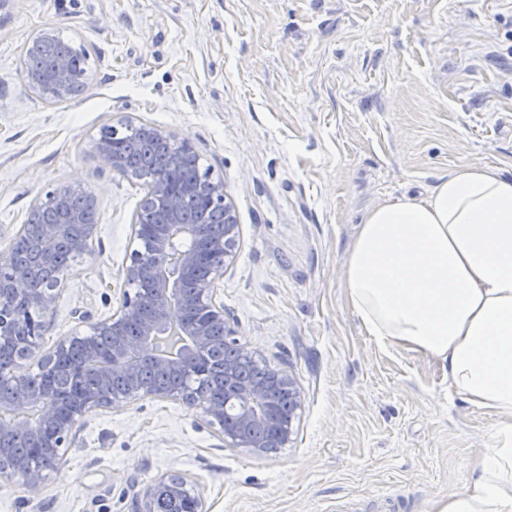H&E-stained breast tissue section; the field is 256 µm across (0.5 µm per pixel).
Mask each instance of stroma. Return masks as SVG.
Masks as SVG:
<instances>
[{
    "label": "stroma",
    "instance_id": "35a3bbf8",
    "mask_svg": "<svg viewBox=\"0 0 512 512\" xmlns=\"http://www.w3.org/2000/svg\"><path fill=\"white\" fill-rule=\"evenodd\" d=\"M83 42L89 91L47 102L22 77L42 28ZM190 139L224 184L238 244L220 298L238 339L293 376L288 447L228 448L174 399L99 408L40 497L0 512H139L176 474L208 512H428L472 485L499 419L448 392L423 355L379 345L350 307L345 255L371 209L418 198L461 163L512 178V0H0V254L59 183L96 198L43 348L119 307L147 188L102 165V127Z\"/></svg>",
    "mask_w": 512,
    "mask_h": 512
}]
</instances>
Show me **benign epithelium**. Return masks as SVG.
<instances>
[{"instance_id":"obj_1","label":"benign epithelium","mask_w":512,"mask_h":512,"mask_svg":"<svg viewBox=\"0 0 512 512\" xmlns=\"http://www.w3.org/2000/svg\"><path fill=\"white\" fill-rule=\"evenodd\" d=\"M81 79L69 61L61 57L44 75L38 86L32 87L37 94L50 88L54 98L64 100L71 96V88ZM99 160L112 172L126 175L124 162L118 147L107 139L94 142ZM205 201L216 206L224 214L222 237L211 239L205 225L192 224L179 209L178 190L172 188L167 171L158 174L149 186L144 207L159 209L165 213V223L160 225L134 224V240L140 242L149 237L150 247L134 248L130 264L126 267V283H147L146 293L123 294L120 307L112 317L92 327L91 332L75 333L61 339L52 349L43 350L40 339L48 323L46 315L64 281L65 272L38 280L34 272L23 266L10 263V256H0V310L10 309L17 300L26 304L25 311L14 319H0V362L9 360L10 369L21 362L37 360L39 372L44 375L41 388L28 393L27 399L40 404L41 420L30 424L22 413L15 414L8 422L0 421V442L13 440L17 446L33 445L41 456L57 453L65 447L75 426L92 410L119 406L140 397L176 398L201 410L211 425H224L225 404L207 398L200 389L185 388L179 392L147 390L138 388L119 392L109 386L111 374L121 371L135 380L145 368L152 364L165 370L191 368L196 355L211 345L208 326L224 327V335H234L224 318V303L218 300V286L224 280V267L233 258L237 245L238 224L231 203L226 201L224 187L209 181L197 185ZM79 198L87 205L96 206L95 197L73 184H59L49 188L34 202V213L48 211L54 215L49 224H22L17 236L23 237L33 229L40 237L41 257L47 261L56 246L64 239L71 224L79 222L78 215L68 207V201ZM95 225H85L82 236L70 240L73 252L82 255L89 251ZM214 257L207 276L196 282L197 303L202 305L208 324L188 323L177 314L176 307L184 305L175 297L176 283L169 270L174 268L188 277L194 271L200 251ZM79 355L82 362L77 366L81 374H90L98 383L89 389L61 391L52 383L51 377L68 358ZM238 363L234 360L224 364L225 396L234 402L238 413L236 424L222 431L224 443L230 448H244L252 453H262L266 448H286L295 433L296 414L283 418L269 403L267 390L247 387L239 382ZM275 389L298 400V391L288 370L273 367ZM54 465L37 463L34 459L19 458L5 462L0 460V484L16 483L27 492L28 497H38ZM175 489L193 502V512H206L199 493L183 479L165 478Z\"/></svg>"}]
</instances>
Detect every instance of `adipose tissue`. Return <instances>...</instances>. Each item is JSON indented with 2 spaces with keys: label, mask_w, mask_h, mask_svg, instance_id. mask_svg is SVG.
<instances>
[{
  "label": "adipose tissue",
  "mask_w": 512,
  "mask_h": 512,
  "mask_svg": "<svg viewBox=\"0 0 512 512\" xmlns=\"http://www.w3.org/2000/svg\"><path fill=\"white\" fill-rule=\"evenodd\" d=\"M345 286L368 335L448 371V390L499 420L473 484L432 512H512V179L468 162L428 195L365 216Z\"/></svg>",
  "instance_id": "1"
}]
</instances>
